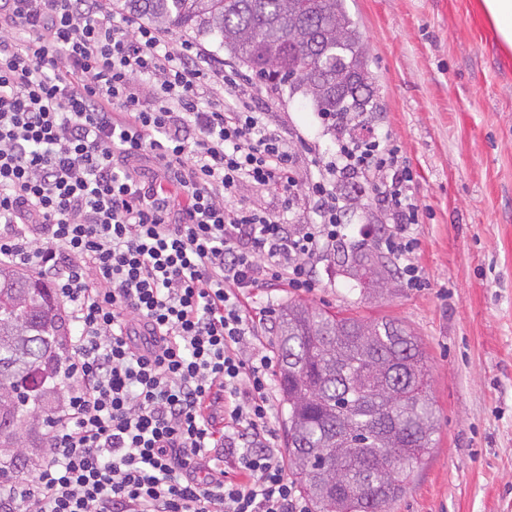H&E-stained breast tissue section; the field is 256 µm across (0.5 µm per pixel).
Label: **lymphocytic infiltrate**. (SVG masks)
<instances>
[{
    "label": "lymphocytic infiltrate",
    "instance_id": "f902f5d3",
    "mask_svg": "<svg viewBox=\"0 0 512 512\" xmlns=\"http://www.w3.org/2000/svg\"><path fill=\"white\" fill-rule=\"evenodd\" d=\"M370 174L384 240L422 285L412 171L373 134L299 180L235 76L107 0H0V264L51 286L74 332L46 456L0 450V512H308L271 441L260 288L315 290L345 241L336 183ZM319 221L233 206L245 188Z\"/></svg>",
    "mask_w": 512,
    "mask_h": 512
}]
</instances>
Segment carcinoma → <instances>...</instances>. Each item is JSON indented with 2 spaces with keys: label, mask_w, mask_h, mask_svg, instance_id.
Listing matches in <instances>:
<instances>
[{
  "label": "carcinoma",
  "mask_w": 512,
  "mask_h": 512,
  "mask_svg": "<svg viewBox=\"0 0 512 512\" xmlns=\"http://www.w3.org/2000/svg\"><path fill=\"white\" fill-rule=\"evenodd\" d=\"M161 31L192 33L226 51L260 80L288 87L317 112L338 117L332 130L381 111L361 35L345 0H125ZM314 23L308 67H295L294 28ZM342 41H336V30ZM379 257L356 250L346 272L361 289L379 278ZM69 327L51 289L0 266V448H18L39 398L19 403L13 381L37 370L58 376ZM275 332L281 352L282 423L292 476L315 512H385L403 494L415 465L434 447L437 410L427 392L423 349L404 325L364 320L288 302ZM400 398L388 399L392 388ZM346 487L328 486V468Z\"/></svg>",
  "instance_id": "obj_1"
}]
</instances>
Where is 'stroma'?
Instances as JSON below:
<instances>
[{
  "label": "stroma",
  "mask_w": 512,
  "mask_h": 512,
  "mask_svg": "<svg viewBox=\"0 0 512 512\" xmlns=\"http://www.w3.org/2000/svg\"><path fill=\"white\" fill-rule=\"evenodd\" d=\"M368 48L383 112L377 133L401 148L423 214L411 233L426 285L402 275L362 291L340 255L317 266L321 288L259 289L248 313L257 347L279 356L263 323L266 302L301 301L343 315L393 319L417 336L439 416L434 448L388 512H512V51H505L478 0H347ZM198 46L235 71L263 105L269 129L296 143L299 176L336 149L337 137L302 96L262 83L228 53ZM237 205L285 211L313 224L304 204L285 209L273 192L247 190ZM346 247L375 248L374 229H393L369 192L348 200Z\"/></svg>",
  "instance_id": "1"
}]
</instances>
